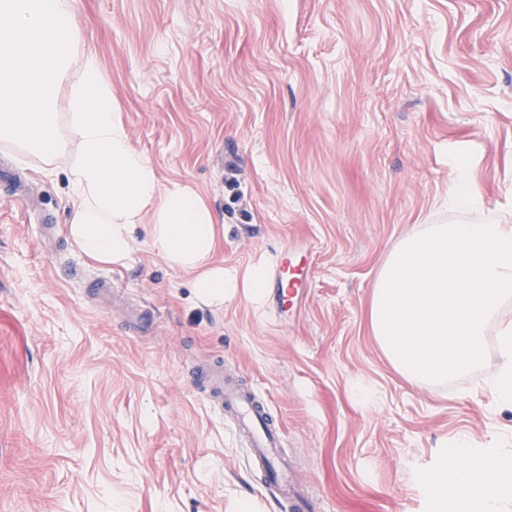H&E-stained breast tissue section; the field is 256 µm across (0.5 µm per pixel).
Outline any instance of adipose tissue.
<instances>
[{
	"label": "adipose tissue",
	"instance_id": "ef3b65f1",
	"mask_svg": "<svg viewBox=\"0 0 512 512\" xmlns=\"http://www.w3.org/2000/svg\"><path fill=\"white\" fill-rule=\"evenodd\" d=\"M72 132L78 149L66 178L72 216L68 238L88 259L108 265L129 260L135 233L145 229L152 249L171 266L192 273L200 302L220 307L244 298L262 306L267 297L264 262L244 271L216 262L220 225L189 185L161 186L112 109V84L94 52L80 59L72 98ZM449 478L430 477L426 491L438 512H512V447L474 448L458 438L454 455L442 456Z\"/></svg>",
	"mask_w": 512,
	"mask_h": 512
}]
</instances>
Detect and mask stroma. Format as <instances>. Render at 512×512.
I'll use <instances>...</instances> for the list:
<instances>
[{
	"mask_svg": "<svg viewBox=\"0 0 512 512\" xmlns=\"http://www.w3.org/2000/svg\"><path fill=\"white\" fill-rule=\"evenodd\" d=\"M133 145L162 185L192 186L224 226L228 269L312 275L297 316L203 305L189 273L137 232L123 266L67 236L62 152L0 144V512H283L198 365H235L280 423L319 512H435L424 480L456 438L512 443V410L470 377L429 390L392 368L367 325L384 255L450 219L465 163L479 212L512 220V0H77ZM109 279L155 315L137 334L93 295Z\"/></svg>",
	"mask_w": 512,
	"mask_h": 512,
	"instance_id": "obj_1",
	"label": "stroma"
}]
</instances>
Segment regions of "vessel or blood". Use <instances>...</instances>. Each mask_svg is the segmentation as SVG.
Listing matches in <instances>:
<instances>
[{
  "label": "vessel or blood",
  "mask_w": 512,
  "mask_h": 512,
  "mask_svg": "<svg viewBox=\"0 0 512 512\" xmlns=\"http://www.w3.org/2000/svg\"><path fill=\"white\" fill-rule=\"evenodd\" d=\"M308 275V264H294L289 252H282L272 280V297L278 316H285L292 309ZM97 292L112 298L114 306L124 311L130 328H140L148 320L147 310L119 295L110 283H99ZM196 374L213 408L231 418L241 436L247 438L256 463L267 471L281 497L287 501L290 512H312V501L297 489L288 469L282 454L280 431L265 402L246 388L237 375L225 373L223 365L206 364L198 367Z\"/></svg>",
  "instance_id": "1"
}]
</instances>
